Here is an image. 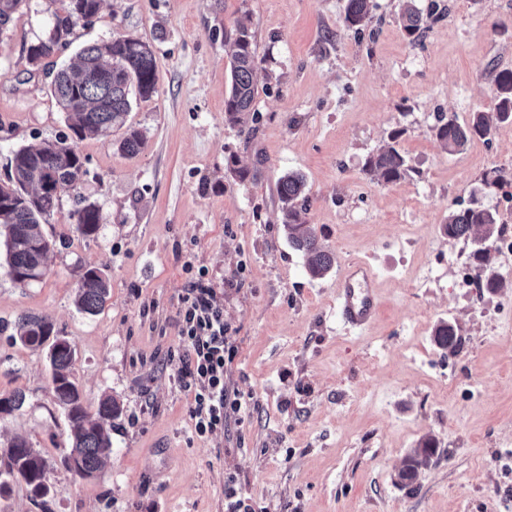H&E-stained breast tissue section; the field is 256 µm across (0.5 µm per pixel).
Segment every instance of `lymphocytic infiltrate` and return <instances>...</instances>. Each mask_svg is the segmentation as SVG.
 <instances>
[{"label": "lymphocytic infiltrate", "instance_id": "lymphocytic-infiltrate-1", "mask_svg": "<svg viewBox=\"0 0 512 512\" xmlns=\"http://www.w3.org/2000/svg\"><path fill=\"white\" fill-rule=\"evenodd\" d=\"M206 276L202 268L191 275L179 313L186 348L178 382L191 395L190 418L201 436L224 428L243 408L224 378V369L237 352L236 338Z\"/></svg>", "mask_w": 512, "mask_h": 512}]
</instances>
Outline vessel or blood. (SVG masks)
Listing matches in <instances>:
<instances>
[{
    "mask_svg": "<svg viewBox=\"0 0 512 512\" xmlns=\"http://www.w3.org/2000/svg\"><path fill=\"white\" fill-rule=\"evenodd\" d=\"M377 301L373 293V274L364 264L351 265L336 295V317L347 329L365 327L374 318Z\"/></svg>",
    "mask_w": 512,
    "mask_h": 512,
    "instance_id": "vessel-or-blood-1",
    "label": "vessel or blood"
}]
</instances>
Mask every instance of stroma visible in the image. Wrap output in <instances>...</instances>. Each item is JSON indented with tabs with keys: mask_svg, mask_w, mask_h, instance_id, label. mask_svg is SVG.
<instances>
[{
	"mask_svg": "<svg viewBox=\"0 0 512 512\" xmlns=\"http://www.w3.org/2000/svg\"><path fill=\"white\" fill-rule=\"evenodd\" d=\"M416 4L440 15L421 48L400 26L403 0H372L358 30L344 22L346 0H104L38 67L28 48L61 0L12 14L0 29V181L17 148L71 137L49 71L84 45L140 38L159 82L127 117L145 137L140 152L118 151V129L78 141L85 173L42 227L57 241L45 276L18 285L0 260V393L26 396L0 415V443L25 436L53 465L44 505L18 486L0 512H224L230 474L252 512H512V249L486 265L442 229L474 201L512 226V185L483 182L512 170V122L459 154L434 134L439 115L465 124L493 108L487 66L512 69V0ZM246 14L259 61L250 138L224 120L225 34ZM395 130L411 170L384 184L363 164ZM232 158L255 179L235 180ZM289 172L304 175L308 221L336 255L321 279L306 275L279 221L277 182ZM83 199L101 210L91 238L73 229ZM355 262L371 267L378 308L346 333L336 286ZM187 263L208 270L235 332L225 378L247 405L202 437L177 382ZM88 265L110 283L96 316L74 305ZM493 276L505 287H486ZM24 314L72 344L87 405L111 395L124 408L112 459L90 479L61 463L68 427L44 353L6 341ZM443 322L457 331L451 354L434 341ZM427 441L430 462L399 484Z\"/></svg>",
	"mask_w": 512,
	"mask_h": 512,
	"instance_id": "obj_1",
	"label": "stroma"
}]
</instances>
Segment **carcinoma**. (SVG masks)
Segmentation results:
<instances>
[{
	"mask_svg": "<svg viewBox=\"0 0 512 512\" xmlns=\"http://www.w3.org/2000/svg\"><path fill=\"white\" fill-rule=\"evenodd\" d=\"M102 0H65L62 12L54 14L53 26L46 38L28 49L29 61L41 60L70 44L68 37L82 19H94ZM369 14V0H347L344 22L349 27L361 25ZM400 22L409 42L420 45L429 28L428 19L413 3L406 0ZM231 49V86L224 99V119L230 125L245 123L253 110L256 96L255 74L258 67L257 45L250 18L237 20L233 31L225 36ZM78 63L59 68L50 84L68 127L79 139L104 135L115 127H126L116 142L119 150L137 153L145 139L137 129L125 126L131 110V97L149 99L157 91V69L153 47L136 37L119 35L108 41L83 47ZM495 108L493 112H475L461 125L454 119L441 120L435 137L450 154L464 151L475 139L491 135L499 123L512 122V70L503 69L494 76ZM401 132L395 130L389 143L369 154L363 171L386 184L405 177L409 167L399 147ZM83 173V161L75 145L65 139L46 142L38 148L20 147L13 151L7 179L0 183V237L4 238L8 273L24 272L39 281L46 274L48 254L55 243L47 238L40 224L48 220L61 196L77 188ZM59 190H41L48 181ZM280 214L288 244L305 258L306 274L313 279L324 277L336 262L335 254L318 240L314 225L305 214L309 197L305 178L297 172L283 175L277 186ZM75 231L82 237L97 234L100 208L94 202L82 201L74 213ZM444 231L448 238L477 245L473 256L482 262L491 259V248L502 237L503 228L497 211L477 204L448 213ZM109 296V280L96 266L85 268L75 294V306L81 313H100ZM436 343L455 351L457 333L444 323L436 329ZM9 339L46 354L57 406L69 428L70 450L77 453L80 468L98 472L112 455V421L123 413L122 405L112 396L102 397L95 409L79 395L76 381L75 350L67 346L57 349L45 345V320L22 315L15 322V333ZM10 462H0V498L9 496L14 486H25L30 500L41 505L50 493L48 459L21 436L11 438ZM433 448L426 442L408 456L400 474V482L410 484L420 466L426 464Z\"/></svg>",
	"mask_w": 512,
	"mask_h": 512,
	"instance_id": "carcinoma-1",
	"label": "carcinoma"
}]
</instances>
